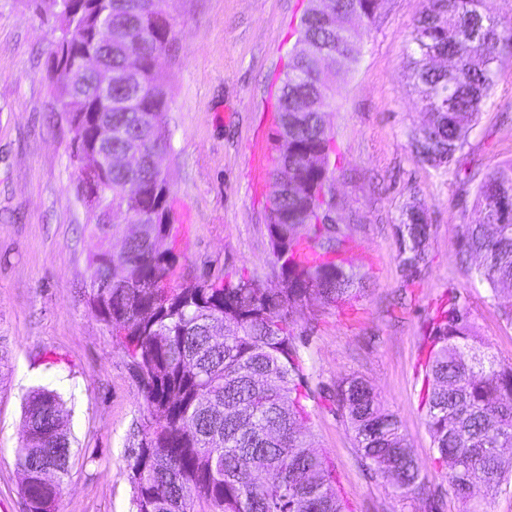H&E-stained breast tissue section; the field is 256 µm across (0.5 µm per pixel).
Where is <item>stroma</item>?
<instances>
[{
  "instance_id": "1",
  "label": "stroma",
  "mask_w": 512,
  "mask_h": 512,
  "mask_svg": "<svg viewBox=\"0 0 512 512\" xmlns=\"http://www.w3.org/2000/svg\"><path fill=\"white\" fill-rule=\"evenodd\" d=\"M426 0H384L374 19L354 22L359 53L333 102L331 156L336 216L351 241L346 264L361 297L340 310L309 300L291 313L313 392L310 433L333 467L350 512H424L363 467L333 396L340 381L366 379L403 422L438 512L461 503L434 467L436 450L421 397L430 317L470 310L477 343L512 361V321L468 271L459 252L463 204L473 190L417 162L408 132L427 115L410 79L414 26ZM308 0H174L173 48L162 59L175 218L164 249L173 285L245 273L273 278L262 196L248 178V145L271 137L264 120ZM51 30L31 0H0V512H26L16 465L23 407L45 387L63 399L73 456L54 512H133L129 448L146 419L143 392L124 350L89 303L91 258L104 243L76 192L72 133L56 112L47 78ZM484 174L512 161V58L497 66L494 95L463 149ZM413 205L427 208L429 262L407 281L395 226Z\"/></svg>"
}]
</instances>
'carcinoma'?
<instances>
[{"mask_svg": "<svg viewBox=\"0 0 512 512\" xmlns=\"http://www.w3.org/2000/svg\"><path fill=\"white\" fill-rule=\"evenodd\" d=\"M383 0H312L300 22L277 89L268 209L288 223L267 225L280 287L265 288L244 273L221 283L189 280L169 286L174 258L157 247L169 236V171L146 160L135 172L139 192L126 191L128 174L87 170L80 156L93 149V121L112 117V151L140 144L146 154L165 148L172 101L156 55L170 43L164 0H41L51 25L50 72L57 110L73 138L77 193L88 223L103 239L120 225L106 224L104 208L145 219L117 253L90 263L92 306L134 368L148 417L130 454L136 512H347L328 459L310 442L308 375L295 345L290 310L310 297L350 304L360 296L353 275L336 261L348 239L337 224L330 194L333 132L329 106L345 63L358 54L336 17L373 19ZM112 22V45L96 31ZM413 86L427 124L409 134L411 155L437 171L474 184L477 219L461 225L460 253L489 286L490 298L512 319V162L478 178L457 153L490 101L496 64L512 56V11L485 13L483 0H427L412 36ZM103 52L112 62V100L67 90L80 57ZM294 185L276 192L283 160ZM427 209L403 214L396 226L403 269L425 262L430 237ZM421 404L437 450L435 463L448 491L469 506L471 488L498 492L511 468L500 449L512 448V363L472 343L470 311L454 305L432 322ZM336 404L354 433L361 460L402 496L429 500L425 475L402 431L373 388L360 378L336 386ZM17 465L29 477L27 512H48L61 493L72 457L61 396L36 389L27 399Z\"/></svg>", "mask_w": 512, "mask_h": 512, "instance_id": "carcinoma-1", "label": "carcinoma"}]
</instances>
